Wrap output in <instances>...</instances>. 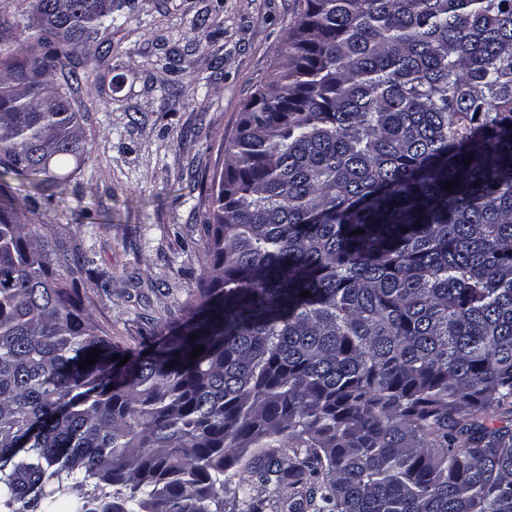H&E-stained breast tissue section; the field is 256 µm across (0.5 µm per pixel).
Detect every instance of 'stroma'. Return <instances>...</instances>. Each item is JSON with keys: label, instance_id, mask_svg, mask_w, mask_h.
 Wrapping results in <instances>:
<instances>
[{"label": "stroma", "instance_id": "35a3bbf8", "mask_svg": "<svg viewBox=\"0 0 512 512\" xmlns=\"http://www.w3.org/2000/svg\"><path fill=\"white\" fill-rule=\"evenodd\" d=\"M302 0H114L112 26L70 65L87 152L68 181L8 176L86 264L79 286L121 346L176 324L206 261L213 178L244 104L270 80Z\"/></svg>", "mask_w": 512, "mask_h": 512}]
</instances>
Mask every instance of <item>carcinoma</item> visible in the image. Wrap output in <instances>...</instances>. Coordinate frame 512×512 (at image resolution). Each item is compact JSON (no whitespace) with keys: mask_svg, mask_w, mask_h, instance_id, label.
<instances>
[{"mask_svg":"<svg viewBox=\"0 0 512 512\" xmlns=\"http://www.w3.org/2000/svg\"><path fill=\"white\" fill-rule=\"evenodd\" d=\"M111 18L33 0L0 56V192L86 151L66 61ZM214 183L199 288L144 348L0 206V512L73 488L67 512H265L251 483L312 512H512V420L488 415H512V0H303Z\"/></svg>","mask_w":512,"mask_h":512,"instance_id":"cac0c4a2","label":"carcinoma"}]
</instances>
